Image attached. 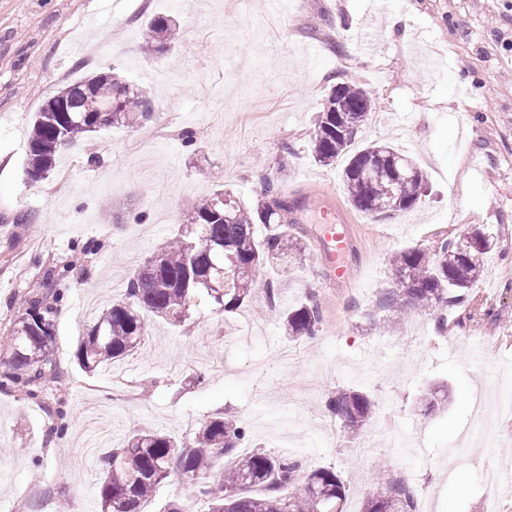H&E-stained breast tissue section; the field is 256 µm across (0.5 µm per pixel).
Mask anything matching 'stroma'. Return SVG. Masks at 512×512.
I'll return each mask as SVG.
<instances>
[{"instance_id": "stroma-1", "label": "stroma", "mask_w": 512, "mask_h": 512, "mask_svg": "<svg viewBox=\"0 0 512 512\" xmlns=\"http://www.w3.org/2000/svg\"><path fill=\"white\" fill-rule=\"evenodd\" d=\"M155 15L182 32L163 56L142 51ZM109 71L151 94L164 139L146 154L142 128H107L60 154L47 179L28 180L35 113L63 85ZM333 80L373 90L383 118L366 121L354 146L387 142L410 157L429 185L420 207L373 221L349 204L343 161L313 160ZM188 128L205 134L193 153L180 140ZM283 162L284 193L329 201L342 218L354 246L347 278L318 261L319 215L297 211L305 249L268 270L274 304L259 288L232 313L204 301L176 326L149 317L140 352L83 372L78 339L123 298L130 257L149 258L178 230L155 224L157 210L181 212L221 185L253 204ZM475 226L496 247L446 328L427 312L422 332L409 323L392 336L373 330L389 255ZM63 266L67 300L53 322L65 381L39 401L0 390V512L22 502L34 512H100V476L80 464L91 410L112 424L104 451L136 431L180 440L207 418L234 415L250 434L241 453L334 470L345 512H362L381 460L390 478L408 473L422 512H512V483L486 498L495 470L512 471V410L490 415L494 450L464 437L478 395L512 386V372L497 366L512 359V0H249L243 12L235 0H0V336L32 285ZM308 296L321 307L320 330L288 338L282 314ZM341 387L375 403L378 440L367 454L325 407ZM431 393L439 403L426 415L420 400ZM58 405L68 429L54 437Z\"/></svg>"}]
</instances>
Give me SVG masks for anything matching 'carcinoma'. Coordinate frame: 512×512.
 I'll return each instance as SVG.
<instances>
[{
    "label": "carcinoma",
    "instance_id": "1",
    "mask_svg": "<svg viewBox=\"0 0 512 512\" xmlns=\"http://www.w3.org/2000/svg\"><path fill=\"white\" fill-rule=\"evenodd\" d=\"M176 22L158 17L144 34V49L168 52ZM97 76L64 85L36 113L29 136L27 172L53 171L60 148L83 140L103 128L141 127L156 120L152 97L114 78L102 93L91 90ZM374 106L364 88L348 82L334 85L324 100L312 135L315 162L328 166L346 158L342 171L348 202L376 221L415 208L425 192V175L408 157L385 144L374 143L354 151L356 136ZM282 187L267 181L261 198L246 206L219 188L210 196L188 203L180 230L128 280L125 298L113 303L79 340L75 357L87 372L114 365L137 352L147 334L145 314L181 324L189 317L192 299L204 292L224 312H232L264 284L269 267L286 255H302V241L280 231L292 223V204L280 199ZM263 224L259 240L255 227ZM473 234L489 244L483 248L462 240H444L433 250L403 248L389 259V274L382 289V329L399 332L415 311L433 312L445 325V311L458 304L479 281L483 256L494 245L491 234ZM64 293L47 288L28 301L13 323L6 370L0 390L39 397L48 383L62 377L53 359L56 336L51 315ZM290 337H312L319 330L317 302L305 299L283 314ZM326 407L343 429L357 437L373 417L370 397L353 388L328 392ZM246 431L219 414L203 423L181 442L156 431L128 438L121 448L104 457L105 476L99 487L101 512H143L156 487L176 473L208 500V512H343L345 486L335 471L323 468L306 475L282 455L257 451L236 454ZM302 487L293 492L296 483ZM413 495L397 481H377L365 496L362 512H414Z\"/></svg>",
    "mask_w": 512,
    "mask_h": 512
}]
</instances>
